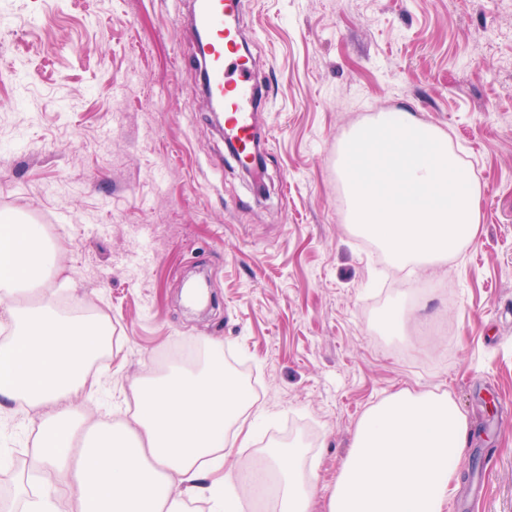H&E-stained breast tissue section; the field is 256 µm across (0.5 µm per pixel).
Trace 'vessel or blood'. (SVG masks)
Wrapping results in <instances>:
<instances>
[{
  "mask_svg": "<svg viewBox=\"0 0 512 512\" xmlns=\"http://www.w3.org/2000/svg\"><path fill=\"white\" fill-rule=\"evenodd\" d=\"M244 0H192L188 22L199 34L197 59L205 71L203 92L226 112L224 126L240 145L250 146L257 124L258 84L248 61L238 52L240 31L227 25L240 17Z\"/></svg>",
  "mask_w": 512,
  "mask_h": 512,
  "instance_id": "1",
  "label": "vessel or blood"
}]
</instances>
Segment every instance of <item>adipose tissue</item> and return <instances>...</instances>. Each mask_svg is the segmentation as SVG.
<instances>
[{"label":"adipose tissue","instance_id":"adipose-tissue-1","mask_svg":"<svg viewBox=\"0 0 512 512\" xmlns=\"http://www.w3.org/2000/svg\"><path fill=\"white\" fill-rule=\"evenodd\" d=\"M57 245L39 224L0 219V412L22 404L42 422L20 485L27 512H188L210 498L212 512H242L257 487L224 468L251 433L253 401L224 371V348L202 345L190 367L134 384L136 410L113 426L88 423L74 398L102 359L104 323L62 313L42 299L58 272ZM470 434L467 415L445 394L403 390L360 421L325 512H447ZM265 468L277 479L279 512H313L314 467L298 444L271 445ZM47 473L40 487L32 475Z\"/></svg>","mask_w":512,"mask_h":512}]
</instances>
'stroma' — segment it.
Returning <instances> with one entry per match:
<instances>
[{"mask_svg":"<svg viewBox=\"0 0 512 512\" xmlns=\"http://www.w3.org/2000/svg\"><path fill=\"white\" fill-rule=\"evenodd\" d=\"M191 0H0V215L59 246L54 300L112 325L91 421L206 340L257 377L273 442L317 469L315 512L362 415L409 389L473 425L451 512H512V0H247L266 86L269 188L226 156L201 91ZM372 112H409L477 164L474 244L421 274L347 221L336 149ZM415 308L402 336L378 316ZM40 418L0 414V512Z\"/></svg>","mask_w":512,"mask_h":512,"instance_id":"stroma-1","label":"stroma"}]
</instances>
